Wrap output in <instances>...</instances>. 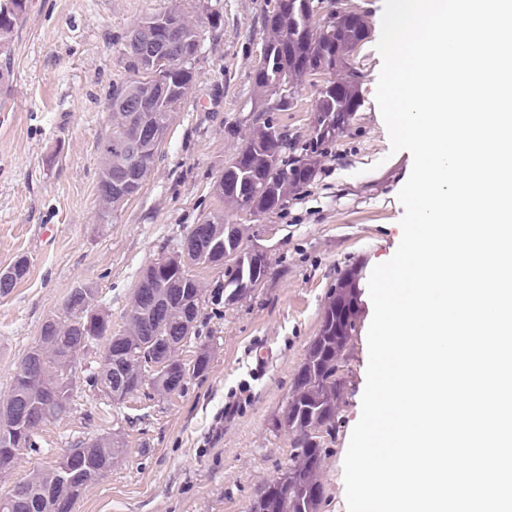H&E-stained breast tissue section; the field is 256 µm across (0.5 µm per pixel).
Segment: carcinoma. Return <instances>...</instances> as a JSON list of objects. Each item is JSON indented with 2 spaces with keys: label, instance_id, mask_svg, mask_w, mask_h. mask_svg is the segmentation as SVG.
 Listing matches in <instances>:
<instances>
[{
  "label": "carcinoma",
  "instance_id": "carcinoma-1",
  "mask_svg": "<svg viewBox=\"0 0 512 512\" xmlns=\"http://www.w3.org/2000/svg\"><path fill=\"white\" fill-rule=\"evenodd\" d=\"M282 0L279 10L268 16L267 26L271 37L267 41L266 70H257L254 83L257 92L268 95L266 74L287 68L294 86L303 84L309 72L330 68L331 73L342 72L330 67L336 60L348 55L369 34V24L362 14L353 17L340 15L331 30L323 35L310 32L304 18L288 11V2ZM26 8L19 0H0V52L9 49L12 36ZM155 25L154 41L161 47L167 42L180 39L188 56L186 60L159 72L163 82L173 87L168 97L149 99L145 110L133 114L120 106L123 96L143 95L147 90L140 63L133 55H127L129 70L134 78L118 87L112 97V131L99 143L101 169L98 185L105 186L109 179H119L128 166L137 169V183H144L153 170L155 154L135 155L128 141L136 136L137 127L153 126L168 130L177 112L196 80L195 62L200 50L201 35L181 9L155 13L147 17ZM357 75L350 73L329 83L319 92L316 111L318 129L301 147H291L286 152L285 136L272 121L257 125L247 142L256 152L250 162L239 170H223L217 181L234 182L231 193L221 197L229 206L252 195L255 185H271L272 194L256 204L260 213L282 210L288 197L308 185L313 177L318 158L326 145L349 124L360 106ZM98 223L110 224L120 208V200L106 192L97 194ZM268 274L267 260H247L233 267H225L224 278L236 283L264 279ZM359 273L351 269L337 280L336 288L329 293L324 305L319 335L311 343L305 360L294 380L288 398L285 420H293L292 459L287 477L274 482L263 492L252 507V512H320L324 502L321 469L326 454V438L334 437L336 410L345 401L347 381L336 378V368L347 367L352 339L358 330L359 320ZM150 289L166 302L163 316L155 319L151 301L141 298L134 289L132 306L124 330L112 333L111 321L101 325L97 336L104 339L112 334L118 342L108 343L104 368L118 379L114 388L121 399L149 387L159 396L171 395L184 388L189 375H201L210 363V353L203 347L192 364L182 362L176 353L186 337L182 336V321L191 318L198 321L203 305L224 303V284L216 283L212 291L203 288L192 271L178 269L155 272ZM97 297L93 289L82 286L73 289L68 296V309L64 316L55 318L54 334L48 339H38L31 351L38 354L40 370L37 378L27 382L15 374L11 395L23 397L27 415L42 424L70 412L80 364L78 359H67L61 346H72L79 340V312L84 305L95 306ZM135 351L141 358H164L178 366L165 373L151 371L147 366L129 360V352ZM49 388L60 390L54 399L44 397ZM41 428L18 427L13 431L0 430V449H10L11 455L3 459L4 472H9L21 456L37 448ZM73 454L78 467L68 475H62L52 465L30 479L16 484L4 496L11 507L0 512H53L52 506L60 498L69 504L67 512H74L77 500L85 490L102 476L101 464L112 463L125 452L124 443L107 434L95 443L81 441L74 446Z\"/></svg>",
  "mask_w": 512,
  "mask_h": 512
}]
</instances>
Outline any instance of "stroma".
<instances>
[{"label":"stroma","instance_id":"obj_1","mask_svg":"<svg viewBox=\"0 0 512 512\" xmlns=\"http://www.w3.org/2000/svg\"><path fill=\"white\" fill-rule=\"evenodd\" d=\"M181 6L202 36L196 80L176 112L154 169L111 223L97 221L98 145L110 131L112 95L131 73L124 56L142 18ZM276 0H27L0 64V270L19 258L27 275L0 296V402L42 322L63 312L73 288L95 289L113 330L124 329L141 271L175 251L191 225L210 214L240 224L267 250L269 274L250 296L204 305L179 350L211 360L181 392L145 391L112 401L92 385L99 348L80 358L69 414L46 424L37 447L0 474V494L46 470L77 442L105 434L126 448L78 500L75 512H250L291 463V436L276 429L294 378L318 335L336 280L355 268L369 279L395 253L409 152H392L375 100L382 58L383 0H345L367 16V39L351 59L361 74V106L326 149L316 175L283 210L252 216L213 191L256 123L271 118L299 145L326 79H308L291 110L254 89L257 62ZM360 325L348 362L345 401L322 463V512H347L343 462L361 416L373 316L359 294ZM265 343L272 361L250 376L247 354Z\"/></svg>","mask_w":512,"mask_h":512}]
</instances>
